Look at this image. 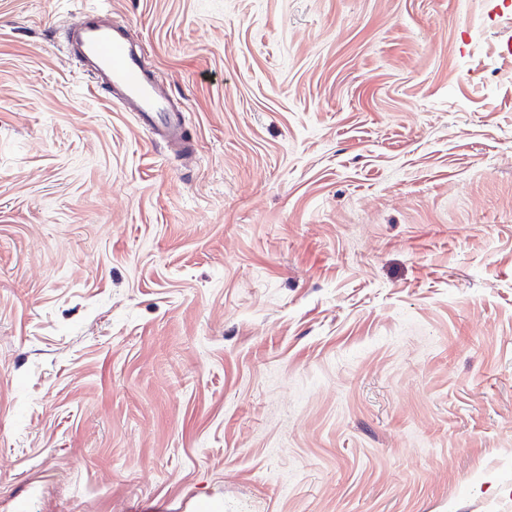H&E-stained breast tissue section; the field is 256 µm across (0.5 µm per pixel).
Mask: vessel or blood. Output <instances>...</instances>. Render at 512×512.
Wrapping results in <instances>:
<instances>
[{"instance_id": "b4317fda", "label": "vessel or blood", "mask_w": 512, "mask_h": 512, "mask_svg": "<svg viewBox=\"0 0 512 512\" xmlns=\"http://www.w3.org/2000/svg\"><path fill=\"white\" fill-rule=\"evenodd\" d=\"M69 53L125 111L135 115L152 141L174 146L184 155L194 152L185 127L182 106L162 90L122 24L96 10L76 26Z\"/></svg>"}]
</instances>
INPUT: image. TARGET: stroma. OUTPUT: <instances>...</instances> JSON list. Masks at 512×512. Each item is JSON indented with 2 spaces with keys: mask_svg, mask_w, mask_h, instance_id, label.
Masks as SVG:
<instances>
[{
  "mask_svg": "<svg viewBox=\"0 0 512 512\" xmlns=\"http://www.w3.org/2000/svg\"><path fill=\"white\" fill-rule=\"evenodd\" d=\"M93 9L191 167L69 55ZM512 0H0V512H512Z\"/></svg>",
  "mask_w": 512,
  "mask_h": 512,
  "instance_id": "obj_1",
  "label": "stroma"
}]
</instances>
